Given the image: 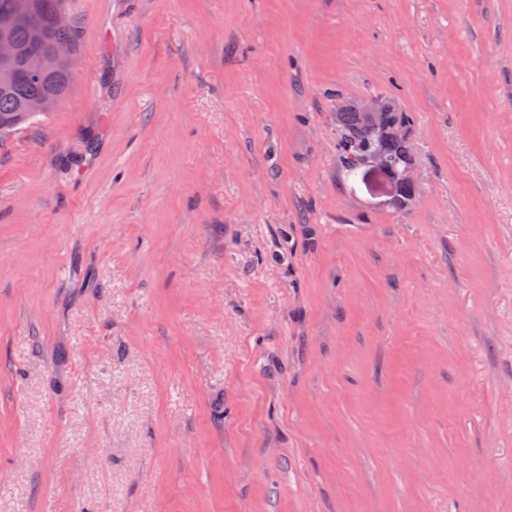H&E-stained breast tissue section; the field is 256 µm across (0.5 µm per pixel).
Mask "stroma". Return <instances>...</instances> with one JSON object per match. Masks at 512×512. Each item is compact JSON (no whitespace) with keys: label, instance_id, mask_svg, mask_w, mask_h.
Here are the masks:
<instances>
[{"label":"stroma","instance_id":"stroma-1","mask_svg":"<svg viewBox=\"0 0 512 512\" xmlns=\"http://www.w3.org/2000/svg\"><path fill=\"white\" fill-rule=\"evenodd\" d=\"M0 137V512H512V0H70ZM411 117L415 193L336 114ZM357 109L353 106L344 107L336 114V150L339 161L349 174L362 167L364 158L379 152L391 167L398 169L405 164L406 149L403 143L392 139L406 142L408 145L407 163L399 173L388 168L377 154L370 156L366 161L368 167L394 182L398 190L405 186L394 200L397 205H403L410 200L415 192V186L409 185L414 182L412 174L415 166L412 134L405 125L383 122L387 112V103L382 97L363 100L357 104ZM363 112L372 125L381 124L383 133L392 139L371 128L367 124Z\"/></svg>","mask_w":512,"mask_h":512}]
</instances>
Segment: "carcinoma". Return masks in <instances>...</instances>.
I'll return each mask as SVG.
<instances>
[{
	"label": "carcinoma",
	"mask_w": 512,
	"mask_h": 512,
	"mask_svg": "<svg viewBox=\"0 0 512 512\" xmlns=\"http://www.w3.org/2000/svg\"><path fill=\"white\" fill-rule=\"evenodd\" d=\"M69 0H34L31 15L18 20L9 35L18 48L16 58L7 71H0V124L12 132L33 122L25 109L26 102L35 96H52L63 102L72 86L73 62H62L48 74L33 70L29 61L49 50L58 42L78 45L80 31L76 24L66 29L55 25V14ZM336 150L346 172L362 167L364 158L381 153L386 162L398 169L405 164L403 143L389 139L371 128L364 113L355 107H344L336 113Z\"/></svg>",
	"instance_id": "cac0c4a2"
}]
</instances>
